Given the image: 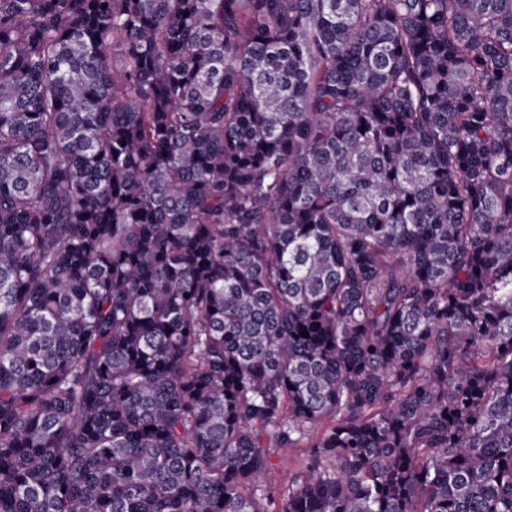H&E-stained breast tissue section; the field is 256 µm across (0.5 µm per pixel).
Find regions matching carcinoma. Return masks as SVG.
Wrapping results in <instances>:
<instances>
[{"label": "carcinoma", "instance_id": "obj_1", "mask_svg": "<svg viewBox=\"0 0 512 512\" xmlns=\"http://www.w3.org/2000/svg\"><path fill=\"white\" fill-rule=\"evenodd\" d=\"M298 448L281 512H512V0H0V512Z\"/></svg>", "mask_w": 512, "mask_h": 512}]
</instances>
